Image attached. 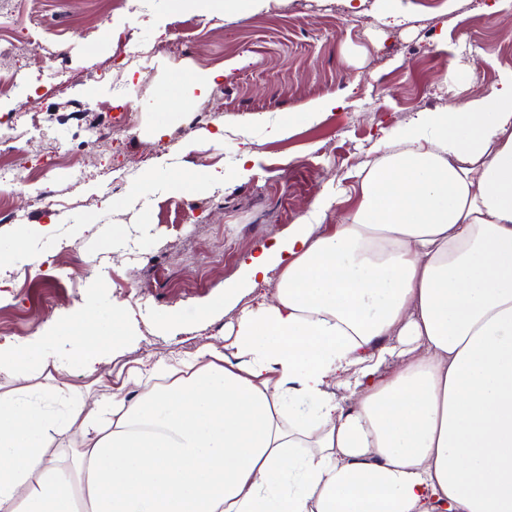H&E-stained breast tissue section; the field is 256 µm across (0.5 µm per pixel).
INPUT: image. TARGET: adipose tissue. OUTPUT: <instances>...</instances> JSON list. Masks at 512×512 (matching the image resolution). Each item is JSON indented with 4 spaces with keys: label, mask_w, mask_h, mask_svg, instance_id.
Returning <instances> with one entry per match:
<instances>
[{
    "label": "adipose tissue",
    "mask_w": 512,
    "mask_h": 512,
    "mask_svg": "<svg viewBox=\"0 0 512 512\" xmlns=\"http://www.w3.org/2000/svg\"><path fill=\"white\" fill-rule=\"evenodd\" d=\"M359 177L330 231L327 195L200 308H237L223 347L138 370L105 414L87 388L0 392V512H512V81L421 113ZM137 325L76 312L0 348V373L31 380L70 345L95 374ZM67 428L82 446L48 458Z\"/></svg>",
    "instance_id": "adipose-tissue-1"
}]
</instances>
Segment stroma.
Returning <instances> with one entry per match:
<instances>
[{"label": "stroma", "mask_w": 512, "mask_h": 512, "mask_svg": "<svg viewBox=\"0 0 512 512\" xmlns=\"http://www.w3.org/2000/svg\"><path fill=\"white\" fill-rule=\"evenodd\" d=\"M494 0H402L399 25L383 18L384 0H267L258 12L233 18L158 0L150 11L139 0H10L9 27L0 29V80L18 75L42 98L0 95V135L26 131L31 155L50 147L83 150L79 169L38 165L20 185L0 187V251L9 253L13 285L0 297V344L28 339L75 311L112 304L139 313L133 344L112 361V383L130 368L163 356L185 358L205 344L222 346L235 312L198 314L201 303L223 296L244 277L242 262L287 235L316 200L343 194L341 211L359 199L357 172L373 159L384 136L399 137L423 112L459 106L512 78V0L487 15ZM434 29L439 41L425 42ZM46 39L42 67L20 52L26 34ZM145 56H118L120 40ZM230 66L207 93L183 94L163 106L175 78ZM117 75L97 80L104 69ZM345 108L301 124L290 137L269 140L257 116L275 118L326 97ZM218 116L196 122L203 107ZM131 110L129 143L111 153L84 149L92 131H108ZM168 136L157 137L159 126ZM257 155L255 173L232 177L242 150ZM226 171V186L188 193L155 180L158 167ZM128 174L111 189V165ZM63 203L44 210L39 189ZM43 233L27 252L10 254L17 226ZM130 243L107 251L113 225ZM163 263L150 267V256ZM172 313L175 324L161 322Z\"/></svg>", "instance_id": "35a3bbf8"}]
</instances>
